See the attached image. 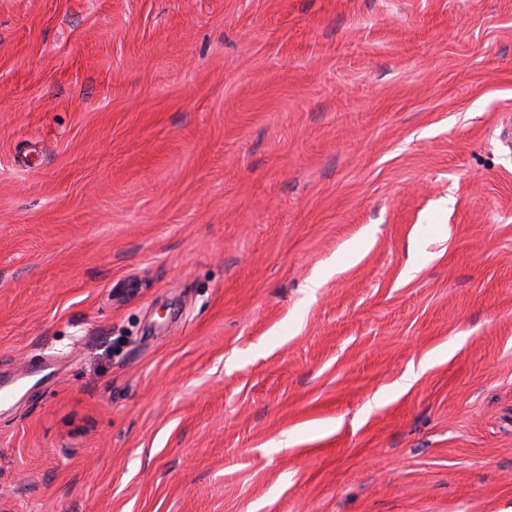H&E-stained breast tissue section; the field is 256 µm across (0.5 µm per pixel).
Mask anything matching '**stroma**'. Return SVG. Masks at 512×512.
<instances>
[{"instance_id": "obj_1", "label": "stroma", "mask_w": 512, "mask_h": 512, "mask_svg": "<svg viewBox=\"0 0 512 512\" xmlns=\"http://www.w3.org/2000/svg\"><path fill=\"white\" fill-rule=\"evenodd\" d=\"M0 512H512V0H0Z\"/></svg>"}]
</instances>
